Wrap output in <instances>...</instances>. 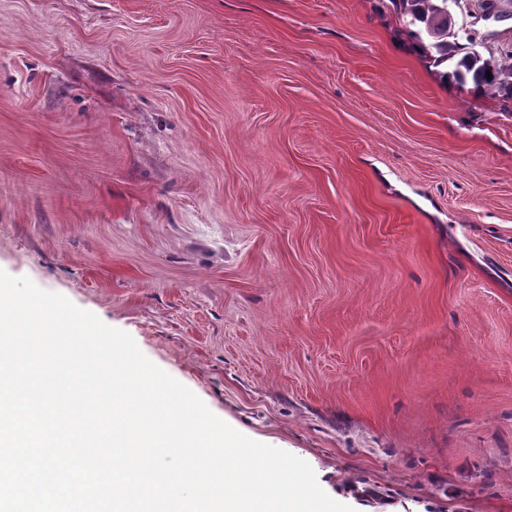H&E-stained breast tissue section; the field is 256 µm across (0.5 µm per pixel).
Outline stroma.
<instances>
[{
  "mask_svg": "<svg viewBox=\"0 0 512 512\" xmlns=\"http://www.w3.org/2000/svg\"><path fill=\"white\" fill-rule=\"evenodd\" d=\"M0 269L354 512H512V117L383 0H0Z\"/></svg>",
  "mask_w": 512,
  "mask_h": 512,
  "instance_id": "35a3bbf8",
  "label": "stroma"
}]
</instances>
